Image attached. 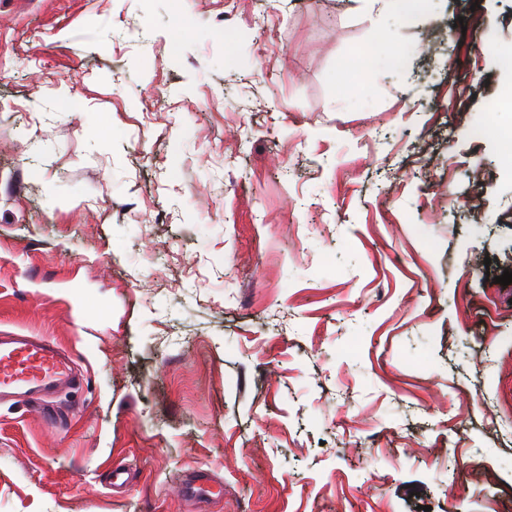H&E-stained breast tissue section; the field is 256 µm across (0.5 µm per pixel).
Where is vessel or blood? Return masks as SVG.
<instances>
[{
	"label": "vessel or blood",
	"instance_id": "obj_1",
	"mask_svg": "<svg viewBox=\"0 0 512 512\" xmlns=\"http://www.w3.org/2000/svg\"><path fill=\"white\" fill-rule=\"evenodd\" d=\"M82 382L54 344L22 333L0 334V403L24 397L47 414L61 387Z\"/></svg>",
	"mask_w": 512,
	"mask_h": 512
}]
</instances>
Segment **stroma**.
<instances>
[{"instance_id":"1","label":"stroma","mask_w":512,"mask_h":512,"mask_svg":"<svg viewBox=\"0 0 512 512\" xmlns=\"http://www.w3.org/2000/svg\"><path fill=\"white\" fill-rule=\"evenodd\" d=\"M510 52L512 0H0V331L85 376L0 406V512H512Z\"/></svg>"}]
</instances>
